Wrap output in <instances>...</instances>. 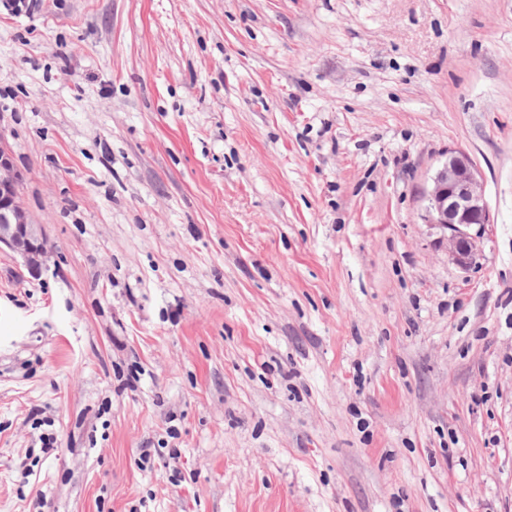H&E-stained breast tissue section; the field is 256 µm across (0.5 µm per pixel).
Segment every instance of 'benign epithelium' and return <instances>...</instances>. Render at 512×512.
Returning <instances> with one entry per match:
<instances>
[{
  "label": "benign epithelium",
  "instance_id": "7a95c632",
  "mask_svg": "<svg viewBox=\"0 0 512 512\" xmlns=\"http://www.w3.org/2000/svg\"><path fill=\"white\" fill-rule=\"evenodd\" d=\"M22 181L12 153L0 144V247L16 253L27 271L37 274L48 263L51 249L44 226L33 223L20 204ZM426 198L424 223L450 231L449 255L459 268L470 269L476 264L478 248L476 237L467 227L492 223L480 174L471 157L463 151L448 152L432 178Z\"/></svg>",
  "mask_w": 512,
  "mask_h": 512
}]
</instances>
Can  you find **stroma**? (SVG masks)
I'll list each match as a JSON object with an SVG mask.
<instances>
[{
  "label": "stroma",
  "instance_id": "obj_1",
  "mask_svg": "<svg viewBox=\"0 0 512 512\" xmlns=\"http://www.w3.org/2000/svg\"><path fill=\"white\" fill-rule=\"evenodd\" d=\"M0 144V512H512V0H0ZM23 181L10 150L0 144V249L7 247L37 274L46 266L51 249L43 225L33 224L19 201ZM426 198L424 223L449 230V255L459 268L470 269L477 263V237L465 228L493 224L480 174L471 157L463 151H448V157L432 178Z\"/></svg>",
  "mask_w": 512,
  "mask_h": 512
}]
</instances>
